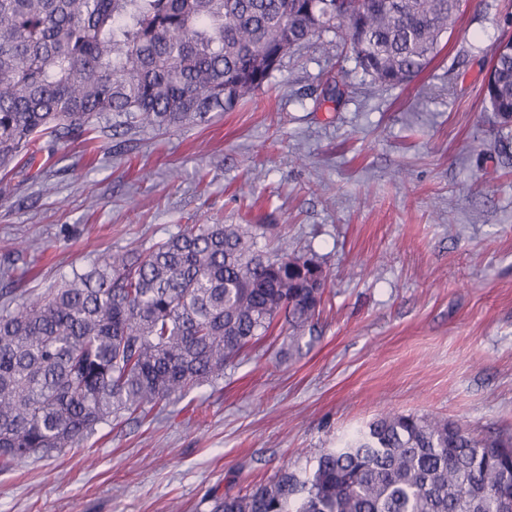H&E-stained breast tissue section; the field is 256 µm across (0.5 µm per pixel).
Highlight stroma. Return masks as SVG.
I'll return each instance as SVG.
<instances>
[{
    "instance_id": "obj_1",
    "label": "stroma",
    "mask_w": 512,
    "mask_h": 512,
    "mask_svg": "<svg viewBox=\"0 0 512 512\" xmlns=\"http://www.w3.org/2000/svg\"><path fill=\"white\" fill-rule=\"evenodd\" d=\"M512 0H463L410 84L371 85L309 45L231 112L169 131L100 123L43 151L0 200V263L39 293L102 253L187 224H274L328 273L315 336H266L153 424L101 426L85 453L0 469V512H210L281 466L305 472L387 411L512 437V131L482 86ZM345 74L338 100L323 93Z\"/></svg>"
}]
</instances>
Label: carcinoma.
I'll return each instance as SVG.
<instances>
[{"instance_id": "obj_1", "label": "carcinoma", "mask_w": 512, "mask_h": 512, "mask_svg": "<svg viewBox=\"0 0 512 512\" xmlns=\"http://www.w3.org/2000/svg\"><path fill=\"white\" fill-rule=\"evenodd\" d=\"M462 0H0V198L46 144L112 116L157 129L230 112L296 48L326 34L371 83H411ZM485 111L512 126V50H494ZM273 224H187L108 252L0 306V464L81 451L99 426L141 422L215 384L285 314L288 347L320 315L324 267L268 250ZM512 440L388 411L302 477L288 467L212 512H504Z\"/></svg>"}]
</instances>
